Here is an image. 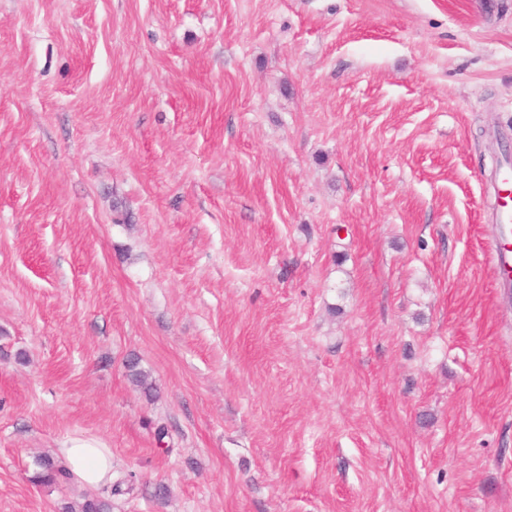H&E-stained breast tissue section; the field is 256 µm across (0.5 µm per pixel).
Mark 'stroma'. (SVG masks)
<instances>
[{
	"mask_svg": "<svg viewBox=\"0 0 512 512\" xmlns=\"http://www.w3.org/2000/svg\"><path fill=\"white\" fill-rule=\"evenodd\" d=\"M509 160L512 0H0V512H512ZM512 166V164H511ZM506 166L498 172L499 183L493 226L494 246L491 262L501 287L512 288V168ZM76 479L86 488L94 489L112 479V455L91 440L74 438L61 450ZM63 457L45 455L35 461L32 481L40 484H70L72 473Z\"/></svg>",
	"mask_w": 512,
	"mask_h": 512,
	"instance_id": "1",
	"label": "stroma"
}]
</instances>
